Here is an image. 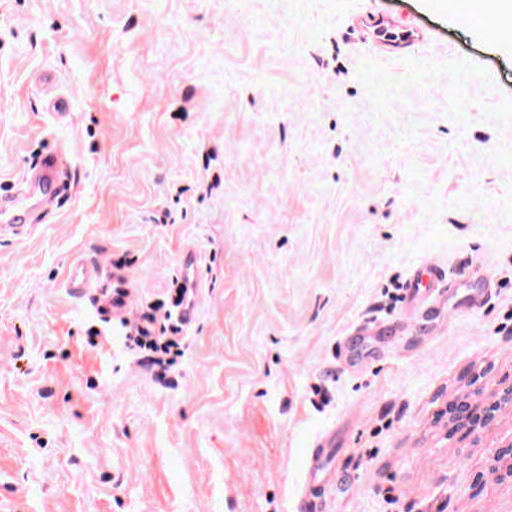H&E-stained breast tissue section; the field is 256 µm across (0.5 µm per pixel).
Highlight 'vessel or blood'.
I'll return each mask as SVG.
<instances>
[{
  "label": "vessel or blood",
  "mask_w": 512,
  "mask_h": 512,
  "mask_svg": "<svg viewBox=\"0 0 512 512\" xmlns=\"http://www.w3.org/2000/svg\"><path fill=\"white\" fill-rule=\"evenodd\" d=\"M67 168L63 154L53 152L46 155L34 171L14 183L8 191L0 194V237L20 235L27 231L25 222L28 203L39 199L41 205L50 206L55 202L62 186V175ZM101 269L98 265L73 260L65 268L62 284L74 295L86 294L99 279ZM429 281V288H422V281ZM447 281V272L441 265L425 263L414 269L404 290V297L418 318L431 321L440 315V294ZM328 455L323 441H316L307 455L304 468L303 485L298 496V512H312L315 503L311 497V488L319 483L325 471Z\"/></svg>",
  "instance_id": "vessel-or-blood-1"
}]
</instances>
